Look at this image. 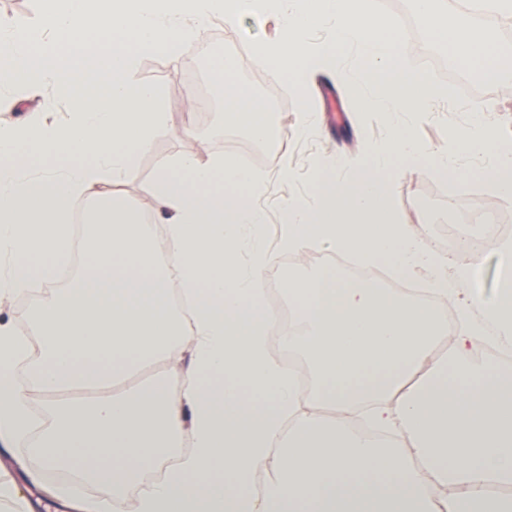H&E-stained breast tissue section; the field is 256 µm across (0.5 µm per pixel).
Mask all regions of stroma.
<instances>
[{
  "instance_id": "stroma-1",
  "label": "stroma",
  "mask_w": 512,
  "mask_h": 512,
  "mask_svg": "<svg viewBox=\"0 0 512 512\" xmlns=\"http://www.w3.org/2000/svg\"><path fill=\"white\" fill-rule=\"evenodd\" d=\"M280 34L281 22L272 13H246L231 26L216 18L181 56L152 53L139 59L135 78L163 92L173 119L157 136L151 150L140 156L121 191L122 198L142 206L150 196V182L162 160L182 154L226 152L225 135L229 127L222 114L192 109L197 89L208 76L206 61L214 47L234 59L240 77L251 83L272 113L277 132L275 148L258 163L269 179L256 199L265 215L264 233L270 251L279 247L285 202L291 197L309 198L315 194L316 174L322 162L336 160L347 175L365 168L370 161V145L384 139L388 128L360 110V99L367 95L368 88L348 77L355 48H343L333 63L311 76L306 92L301 93L289 79L272 78L269 64L252 53L254 43L276 40ZM305 98L314 109V128L299 136L295 129ZM476 102L483 105L485 121L494 128L499 146L512 148V79L504 84L483 85ZM472 120L470 104L448 99L427 112H401L396 116L400 126L408 127L413 137L435 151L448 148L449 133L469 126ZM283 159L290 169L285 177L279 173V162ZM386 179L393 199L399 204L401 222L426 242L440 234L443 222L459 216L476 211L501 214L512 210V205L504 203L495 188L478 195L451 193L445 190L441 176L421 173L419 164L399 158L387 165ZM65 479V471L44 466L28 454L24 443L0 448V482L11 483L15 490L8 512H39L42 504L51 506L52 512H76L73 505L57 501L52 495L54 487Z\"/></svg>"
}]
</instances>
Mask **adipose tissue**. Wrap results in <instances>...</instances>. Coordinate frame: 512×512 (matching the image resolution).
Returning <instances> with one entry per match:
<instances>
[{
  "mask_svg": "<svg viewBox=\"0 0 512 512\" xmlns=\"http://www.w3.org/2000/svg\"><path fill=\"white\" fill-rule=\"evenodd\" d=\"M42 8L45 29L23 39L0 24V110L46 87L68 104L61 120L39 112L20 124L0 120V299L46 287L31 335L0 323V443L33 437L47 466L86 472L116 507L140 464H162L191 443L137 512H512V370L468 358L480 340L512 350V280L483 302L468 291L474 262L449 267L400 223L385 165L425 153L406 130L392 125L355 176L289 198L280 247L349 251L402 276L427 269L437 295L463 288V328L448 336L440 307L396 292L325 272L283 274L295 322L281 339L308 367L307 394L270 351L274 318L254 286L272 261L265 216L236 193L258 194L266 173L220 154L162 161L148 223L113 192L171 118L160 91L133 78L138 56H179L216 16L231 24L246 12L278 15L280 38L253 53L296 87L354 46L353 70L370 89L362 111L384 122L429 111L446 90L403 69L397 39L371 25L368 0H42ZM310 25L330 30L331 41L307 49L300 34ZM433 35L502 80L511 43L465 27ZM221 81L225 122L268 139L264 102L230 72ZM456 146L487 150L485 175L511 202L512 179L501 173L512 151L496 147L482 123L463 129ZM79 199L96 206L85 219L86 262L58 288ZM174 286L188 309L172 307ZM441 345L448 351L439 357ZM34 352L40 362L18 384L14 370ZM183 359L178 389L162 380L121 387L140 368ZM77 390L96 396L52 405L51 425L35 430L30 392ZM353 410L406 445L355 432L343 421Z\"/></svg>",
  "mask_w": 512,
  "mask_h": 512,
  "instance_id": "obj_1",
  "label": "adipose tissue"
}]
</instances>
